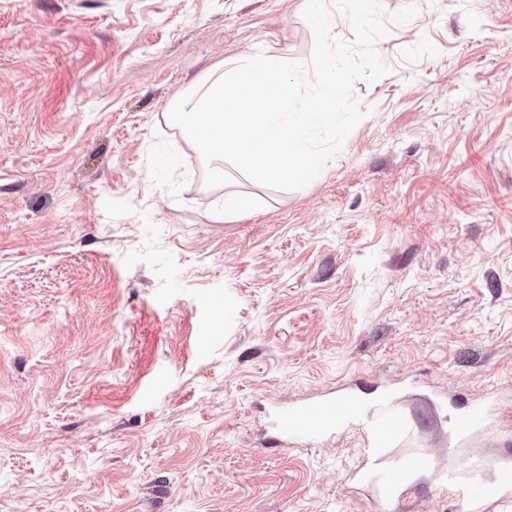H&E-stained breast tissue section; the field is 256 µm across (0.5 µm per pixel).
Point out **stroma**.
I'll list each match as a JSON object with an SVG mask.
<instances>
[{
	"label": "stroma",
	"instance_id": "1",
	"mask_svg": "<svg viewBox=\"0 0 512 512\" xmlns=\"http://www.w3.org/2000/svg\"><path fill=\"white\" fill-rule=\"evenodd\" d=\"M412 1L286 191L207 188L169 111L308 61L306 0H0V512H380L358 428L259 447L270 405L360 378L436 455L492 402L466 444L512 460V0L379 4ZM488 416V408L482 405H474L463 412L461 416L456 417L452 422V427L457 432L467 433L484 426Z\"/></svg>",
	"mask_w": 512,
	"mask_h": 512
}]
</instances>
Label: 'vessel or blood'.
Instances as JSON below:
<instances>
[{"mask_svg":"<svg viewBox=\"0 0 512 512\" xmlns=\"http://www.w3.org/2000/svg\"><path fill=\"white\" fill-rule=\"evenodd\" d=\"M488 416L486 407L474 405L456 417L452 427L467 433L484 426ZM340 423L355 424L367 435L364 478L370 486L379 488L391 512L416 491V475L432 470L437 471L440 483L450 493L452 512H489L491 506L512 500V463L484 460L462 466L454 457L439 459L424 449L392 454V446L407 441L412 430L382 395L363 400L341 387L322 400L276 406L266 445L274 449L308 447Z\"/></svg>","mask_w":512,"mask_h":512,"instance_id":"b4317fda","label":"vessel or blood"}]
</instances>
